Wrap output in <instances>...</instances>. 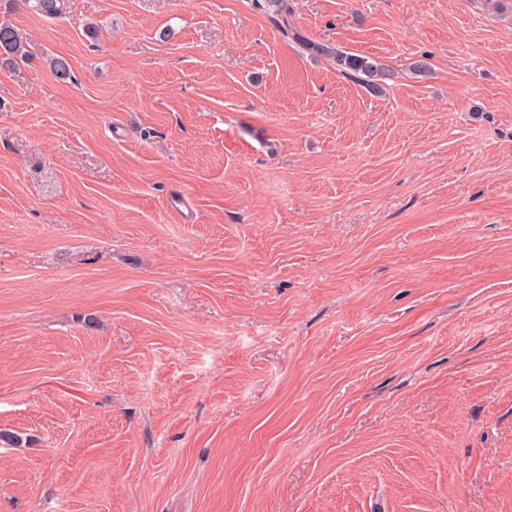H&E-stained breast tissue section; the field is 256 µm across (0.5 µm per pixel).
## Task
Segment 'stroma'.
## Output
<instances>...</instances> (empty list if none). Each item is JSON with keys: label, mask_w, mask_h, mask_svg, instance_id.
Wrapping results in <instances>:
<instances>
[{"label": "stroma", "mask_w": 512, "mask_h": 512, "mask_svg": "<svg viewBox=\"0 0 512 512\" xmlns=\"http://www.w3.org/2000/svg\"><path fill=\"white\" fill-rule=\"evenodd\" d=\"M290 3L385 91L255 0L0 9V512H512V0ZM256 1L260 7L265 9L270 22L285 39L296 42L311 56L331 58L338 70L353 76L357 82L365 83L371 90L375 91L381 88L378 82L385 79L387 74L379 61L366 56L337 51L302 34L290 22L291 11L288 0ZM26 38L20 30L3 23L0 25V64L8 69L19 62L29 61V51L26 49Z\"/></svg>", "instance_id": "1"}]
</instances>
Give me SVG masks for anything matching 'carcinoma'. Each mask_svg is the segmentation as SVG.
Instances as JSON below:
<instances>
[{"label": "carcinoma", "instance_id": "1", "mask_svg": "<svg viewBox=\"0 0 512 512\" xmlns=\"http://www.w3.org/2000/svg\"><path fill=\"white\" fill-rule=\"evenodd\" d=\"M22 4L48 18H58L64 14L66 0H19ZM265 9L270 22L285 38L297 43L311 56L329 57L336 68L352 76L356 81L366 84L371 90L380 89V81L386 78L383 65L370 57L337 51L328 45L302 34L290 22L288 0H257ZM29 60L26 38L14 26L0 25V64L12 68Z\"/></svg>", "mask_w": 512, "mask_h": 512}]
</instances>
